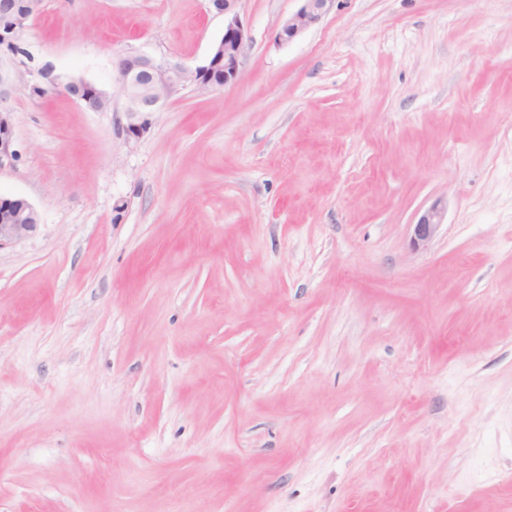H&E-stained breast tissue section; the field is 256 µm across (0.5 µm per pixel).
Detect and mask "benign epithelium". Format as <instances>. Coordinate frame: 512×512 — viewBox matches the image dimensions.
I'll list each match as a JSON object with an SVG mask.
<instances>
[{
    "label": "benign epithelium",
    "mask_w": 512,
    "mask_h": 512,
    "mask_svg": "<svg viewBox=\"0 0 512 512\" xmlns=\"http://www.w3.org/2000/svg\"><path fill=\"white\" fill-rule=\"evenodd\" d=\"M211 7L224 15V34L215 43L203 66L190 67L177 57L157 59L147 53L121 57L117 64L118 84L125 97V112L135 116L157 112L168 99L193 85L199 88L221 89L234 83L251 41L238 3L240 0H209ZM301 7L286 18L275 34L274 42L283 45L302 36L319 24L336 7V0H301ZM42 12L40 0L20 6L15 0H0V16L9 29L0 28V41L12 43L16 34ZM16 91L11 68L0 62V169L12 165L17 158L14 149V127L9 102ZM77 99L90 111L99 112L109 105L108 96L89 87L87 96ZM444 209L434 204L412 225L411 244L426 247L443 224ZM39 221L35 208L25 199L0 197V247L20 240L31 233Z\"/></svg>",
    "instance_id": "1"
}]
</instances>
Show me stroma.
Instances as JSON below:
<instances>
[{
	"label": "stroma",
	"instance_id": "stroma-1",
	"mask_svg": "<svg viewBox=\"0 0 512 512\" xmlns=\"http://www.w3.org/2000/svg\"><path fill=\"white\" fill-rule=\"evenodd\" d=\"M299 7L240 0L238 80L133 118L117 59L205 64L208 0H45L6 54L0 512H512V0L275 45ZM16 91V82L11 68L0 59V169L12 163L17 158L14 149V127L9 102ZM38 221L37 211L27 200L0 196V247L26 237ZM444 209L438 203L424 211L412 224L411 244L415 249L426 247L437 235L443 224Z\"/></svg>",
	"mask_w": 512,
	"mask_h": 512
}]
</instances>
